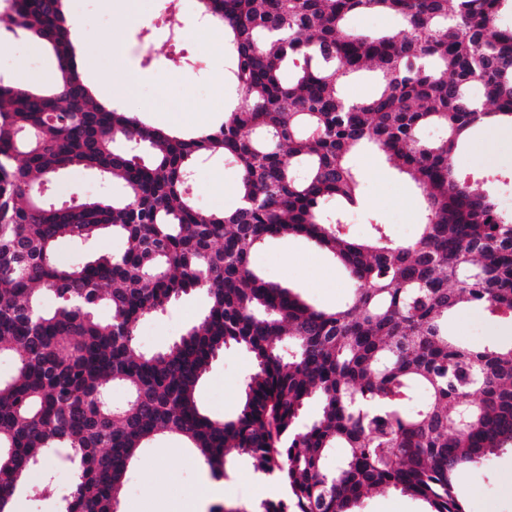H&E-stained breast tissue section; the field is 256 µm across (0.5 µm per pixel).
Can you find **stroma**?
<instances>
[{"label": "stroma", "mask_w": 512, "mask_h": 512, "mask_svg": "<svg viewBox=\"0 0 512 512\" xmlns=\"http://www.w3.org/2000/svg\"><path fill=\"white\" fill-rule=\"evenodd\" d=\"M81 25L73 42L87 46L88 56L79 70L99 99L134 113L167 132H193L198 120L215 125L237 103L231 70L234 60L228 51L215 47L216 28L199 24L198 0H183L181 11L186 27L182 40L171 44L162 27L167 0H140L134 23H126L116 10L106 9L102 0H70ZM123 47L138 76L134 95L113 97L128 72L118 70L111 45ZM54 54L38 40L0 29V77L21 86L50 88L57 76ZM455 169L469 180L479 181L498 206L512 211V131L478 127L469 141L453 155ZM359 174V204L346 214V229L362 239L373 224L386 225L391 238L416 239L420 230L423 198L378 153L364 149L352 159ZM239 171L223 158L198 161L191 181L190 196L205 211L222 212L237 202ZM124 195L121 183L97 174L69 170L48 183L45 196L53 202L71 197L118 200ZM252 265L267 279L299 293L318 309H335L348 302L352 285L343 266L314 243L293 236L272 240L252 251ZM207 297L198 291L183 294L159 316L141 320L136 340L145 351L167 347L185 333L203 314ZM449 332L469 346L479 348L491 336L512 338V327L492 320L481 308L469 306L448 322ZM252 368L250 355L239 348L225 350L201 381L196 397L213 418L229 419L240 408L244 383ZM62 449H54L50 460L54 484L35 500L20 501L16 512H57L61 487L71 484L73 474L64 463ZM210 477L209 469L195 449L176 436L164 435L144 448L129 470L120 496L119 512H188L200 497ZM226 505L251 512L267 493L258 483L252 460L229 452L224 474ZM457 493L467 512H512V447L488 455L471 465L457 483Z\"/></svg>", "instance_id": "35a3bbf8"}]
</instances>
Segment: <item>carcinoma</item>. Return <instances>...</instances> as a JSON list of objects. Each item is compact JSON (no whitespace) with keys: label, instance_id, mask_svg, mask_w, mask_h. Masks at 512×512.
<instances>
[{"label":"carcinoma","instance_id":"carcinoma-1","mask_svg":"<svg viewBox=\"0 0 512 512\" xmlns=\"http://www.w3.org/2000/svg\"><path fill=\"white\" fill-rule=\"evenodd\" d=\"M3 2L0 24L51 48L58 74L49 91L0 78V352L15 361L0 377V512L39 494L25 485L33 469L53 480L52 448L67 449L75 473L57 512H117L134 459L164 433L185 438L215 477L230 448L273 476L281 493L254 512H352L384 489L426 512H465L460 472L512 444V341L469 347L448 319L470 305L512 325V213L458 177L451 157L474 128L512 124V27L496 24L512 0H201L229 36L238 103L187 138L94 98L63 0ZM354 13L401 27L354 31ZM367 69L378 93L345 97L341 79ZM429 126L443 136L421 138ZM32 130L34 147L19 139ZM365 146L422 192L411 243L383 224L355 241L344 211L323 215L329 199L356 202L350 158ZM211 156L240 173L224 213L200 210L188 191L194 163ZM71 168L120 180L126 194L56 203L29 191ZM106 230L126 238L123 253L56 261L59 239ZM285 234L344 266L343 307L317 310L254 270L252 250ZM191 290L209 298L200 320L166 349L140 350L138 323ZM103 302L108 321L96 315ZM232 346L253 370L237 415L213 419L196 391ZM114 386L128 393L118 409ZM312 398L321 413L305 422ZM332 448L343 455L329 471Z\"/></svg>","mask_w":512,"mask_h":512}]
</instances>
